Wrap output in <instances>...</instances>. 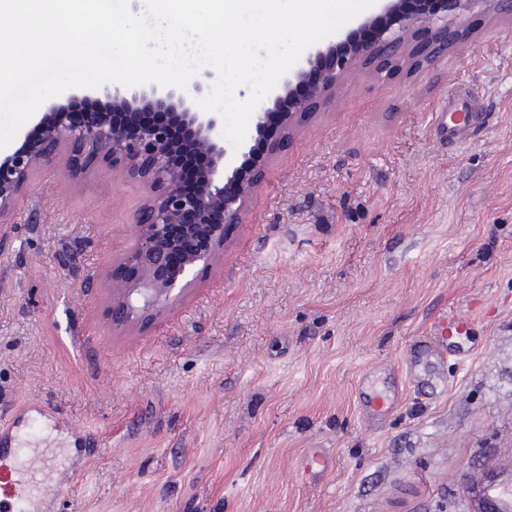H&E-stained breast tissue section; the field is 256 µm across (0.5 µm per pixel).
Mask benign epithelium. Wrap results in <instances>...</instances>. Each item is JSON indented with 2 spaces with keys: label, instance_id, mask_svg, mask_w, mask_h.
Segmentation results:
<instances>
[{
  "label": "benign epithelium",
  "instance_id": "1",
  "mask_svg": "<svg viewBox=\"0 0 512 512\" xmlns=\"http://www.w3.org/2000/svg\"><path fill=\"white\" fill-rule=\"evenodd\" d=\"M479 15L512 21V0H432L415 11L405 8V0H380L378 10L343 39L315 47L281 76L232 158L222 117L201 110L195 97L176 87L98 89L107 102L83 123L72 120L68 105L54 104L23 134L18 149L0 156V223L10 219L35 176L62 155L72 178L106 164L142 184L146 199L122 260L127 276L112 285V324L129 327L193 287L197 267L220 259L225 228L244 222L277 149L334 102L336 87L350 73L369 69L385 77L402 65L427 67L458 48ZM176 128L205 156L203 167L173 164Z\"/></svg>",
  "mask_w": 512,
  "mask_h": 512
}]
</instances>
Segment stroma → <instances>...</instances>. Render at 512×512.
Segmentation results:
<instances>
[{"mask_svg":"<svg viewBox=\"0 0 512 512\" xmlns=\"http://www.w3.org/2000/svg\"><path fill=\"white\" fill-rule=\"evenodd\" d=\"M474 120L447 144L456 91ZM142 185L38 174L0 224V421L56 458L24 512H487L512 488V24L478 22L429 68L347 76L277 153L193 288L126 328ZM455 311L472 355L413 378ZM385 390L377 412L373 390ZM64 498L42 492L73 468Z\"/></svg>","mask_w":512,"mask_h":512,"instance_id":"35a3bbf8","label":"stroma"}]
</instances>
